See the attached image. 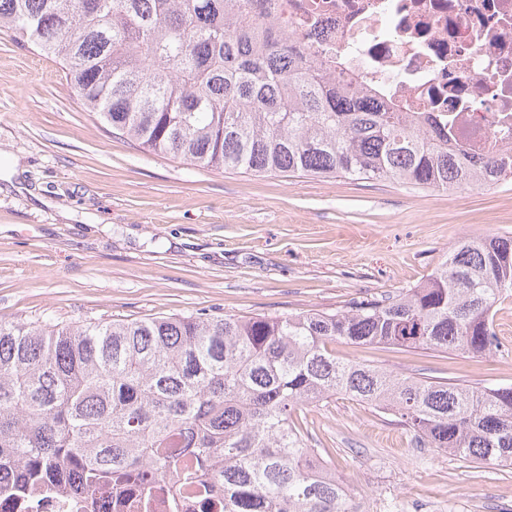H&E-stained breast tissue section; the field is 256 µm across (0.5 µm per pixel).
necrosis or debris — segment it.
<instances>
[{"label": "necrosis or debris", "mask_w": 512, "mask_h": 512, "mask_svg": "<svg viewBox=\"0 0 512 512\" xmlns=\"http://www.w3.org/2000/svg\"><path fill=\"white\" fill-rule=\"evenodd\" d=\"M272 9L339 81L355 80L398 111L429 114L465 158L512 154V0H272ZM0 512H195L178 487L144 500L91 503L57 490Z\"/></svg>", "instance_id": "4bbe7bcc"}]
</instances>
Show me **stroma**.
<instances>
[{
  "label": "stroma",
  "instance_id": "stroma-1",
  "mask_svg": "<svg viewBox=\"0 0 512 512\" xmlns=\"http://www.w3.org/2000/svg\"><path fill=\"white\" fill-rule=\"evenodd\" d=\"M19 165V188L9 187ZM512 237V181L464 191L254 177L149 154L114 134L58 59L0 32V319L41 323L333 312L423 283L466 237ZM501 349L459 356L337 344L398 375L512 385ZM358 512H512V468L417 447L399 418L339 395L307 408Z\"/></svg>",
  "mask_w": 512,
  "mask_h": 512
}]
</instances>
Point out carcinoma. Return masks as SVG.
<instances>
[{
	"label": "carcinoma",
	"instance_id": "cac0c4a2",
	"mask_svg": "<svg viewBox=\"0 0 512 512\" xmlns=\"http://www.w3.org/2000/svg\"><path fill=\"white\" fill-rule=\"evenodd\" d=\"M0 30L58 58L101 122L151 153L254 176L496 185L448 130L310 60L268 0H0ZM512 237H465L428 281L334 313H196L31 325L0 319V494H208L197 512H356L303 410L338 394L421 448L512 467V386L399 376L334 345L493 355Z\"/></svg>",
	"mask_w": 512,
	"mask_h": 512
}]
</instances>
